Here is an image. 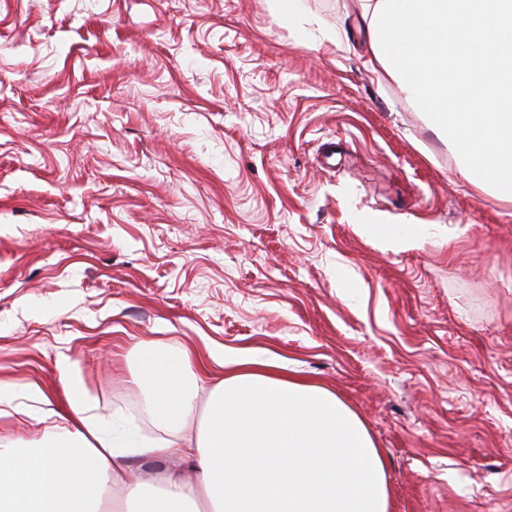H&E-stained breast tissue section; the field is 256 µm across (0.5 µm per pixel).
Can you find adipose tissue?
Listing matches in <instances>:
<instances>
[{
	"label": "adipose tissue",
	"mask_w": 512,
	"mask_h": 512,
	"mask_svg": "<svg viewBox=\"0 0 512 512\" xmlns=\"http://www.w3.org/2000/svg\"><path fill=\"white\" fill-rule=\"evenodd\" d=\"M366 62L421 103L478 187L512 199V0H359ZM212 386L186 350L142 358L143 438L71 378L61 439H0V512H389L384 461L332 391L242 356ZM207 415L192 419L198 402ZM164 462L128 481L127 459Z\"/></svg>",
	"instance_id": "ef3b65f1"
}]
</instances>
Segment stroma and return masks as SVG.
I'll list each match as a JSON object with an SVG mask.
<instances>
[{"label": "stroma", "mask_w": 512, "mask_h": 512, "mask_svg": "<svg viewBox=\"0 0 512 512\" xmlns=\"http://www.w3.org/2000/svg\"><path fill=\"white\" fill-rule=\"evenodd\" d=\"M358 0H0V436L62 433L74 363L133 414L142 350L334 392L391 512H512V200L398 83Z\"/></svg>", "instance_id": "obj_1"}]
</instances>
